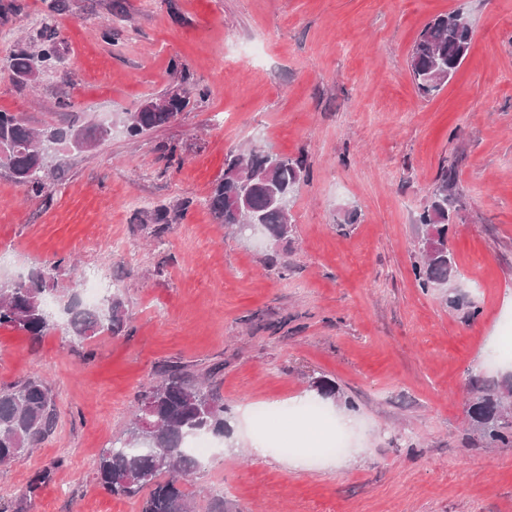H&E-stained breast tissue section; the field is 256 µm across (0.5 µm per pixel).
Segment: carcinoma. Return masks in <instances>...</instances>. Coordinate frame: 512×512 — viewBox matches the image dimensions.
Instances as JSON below:
<instances>
[{
	"label": "carcinoma",
	"mask_w": 512,
	"mask_h": 512,
	"mask_svg": "<svg viewBox=\"0 0 512 512\" xmlns=\"http://www.w3.org/2000/svg\"><path fill=\"white\" fill-rule=\"evenodd\" d=\"M472 40V27L462 12L438 15L424 25L407 59L420 94L433 95L456 76ZM59 58L60 49L50 24L43 20L38 48L13 51L5 67L17 81L36 85ZM187 104L188 96L176 93L162 107L143 105L125 117L126 133L138 138L163 128ZM76 129L81 130L83 150L95 149L107 141L98 122L85 121L79 115L69 118L65 125L47 124L36 129L23 114L0 112V167L8 169L33 195L49 201L52 190L47 167L40 158L42 146L56 142L67 148ZM305 176L303 158L253 146L226 157L224 173L214 185L208 205L219 223L245 233L249 230L242 203L245 198L270 237L286 243L292 225L272 201V193L293 196ZM461 196L454 168H442L420 214V224L425 228L419 238L421 260L412 266L415 281L425 291L444 289L457 276L448 249V226L454 224ZM59 268L58 262L44 264L0 289V327L24 332L33 340L49 334L55 323L46 316L43 302L57 291ZM61 302L68 310L69 331L82 343L103 332L117 335L127 327L125 304L116 293L106 304L94 308L84 306L75 292L63 296ZM310 388L324 401L335 403L340 399L336 382L326 377L314 379ZM469 389L470 429L491 448H512V413L507 402L512 387L498 388L472 375ZM144 413L154 425L150 431L137 425V418ZM55 423L54 398L42 380L32 378L0 388V464L30 452L52 432ZM197 435L230 436L224 403L210 386L188 380L173 367L143 391L134 420L123 435L102 450L97 462L99 483L110 493L126 497L150 488L142 512H193L179 480L199 467V462L185 451L187 439Z\"/></svg>",
	"instance_id": "carcinoma-1"
}]
</instances>
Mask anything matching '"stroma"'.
<instances>
[{"label":"stroma","instance_id":"stroma-1","mask_svg":"<svg viewBox=\"0 0 512 512\" xmlns=\"http://www.w3.org/2000/svg\"><path fill=\"white\" fill-rule=\"evenodd\" d=\"M15 3L0 58L31 45L46 13L61 57L35 89L0 69V111L57 124L69 101L113 131L62 152L48 203L0 167V280L57 261L59 290L76 291L92 271L124 298L128 329L80 344L62 323L37 341L0 327V387L41 379L57 413L43 443L0 465V512H141L142 496L108 493L96 466L170 365L209 379L233 431L182 482L197 512L210 493L224 512H512V449L486 447L465 413L471 370L496 385L512 375L492 351L512 337V0ZM457 9L468 56L421 95L408 54ZM183 89L175 122L126 135L125 113ZM251 145L306 161L288 244L228 230L207 206L226 154ZM445 166L463 192L444 295L412 266ZM321 376L355 404L322 405L352 419L345 450L314 455L319 422L272 420L268 438H296L304 468L275 449L250 458L257 428L240 407H290Z\"/></svg>","mask_w":512,"mask_h":512}]
</instances>
